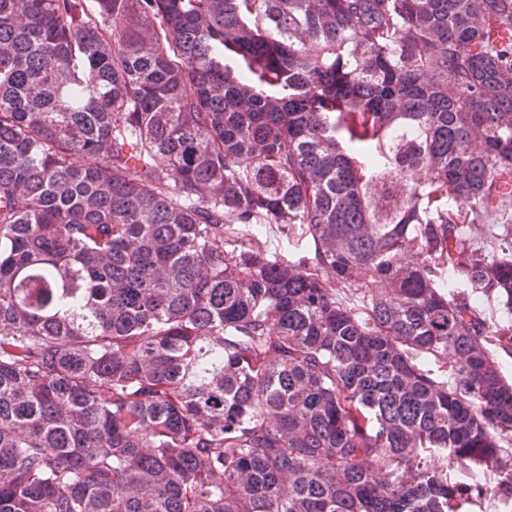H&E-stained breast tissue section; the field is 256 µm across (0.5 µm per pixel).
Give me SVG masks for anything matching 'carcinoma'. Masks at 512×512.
<instances>
[{"label": "carcinoma", "mask_w": 512, "mask_h": 512, "mask_svg": "<svg viewBox=\"0 0 512 512\" xmlns=\"http://www.w3.org/2000/svg\"><path fill=\"white\" fill-rule=\"evenodd\" d=\"M505 25L0 0V512H512ZM259 245L270 254L285 256L287 259L294 260L303 254L306 247L305 241L298 236H292L290 240L276 236L270 233L267 237H259Z\"/></svg>", "instance_id": "1"}]
</instances>
